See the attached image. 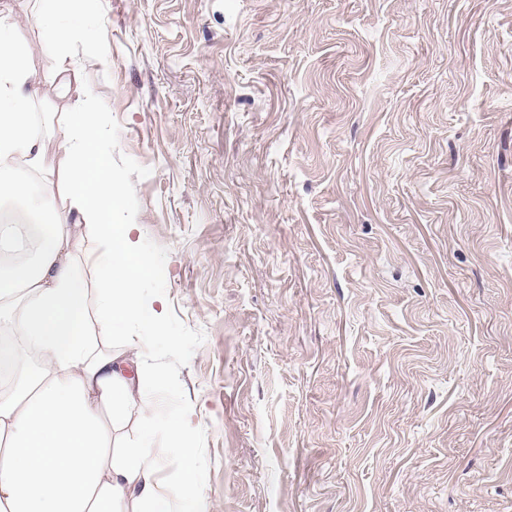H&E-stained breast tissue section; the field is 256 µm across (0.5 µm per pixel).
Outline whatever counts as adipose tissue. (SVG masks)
<instances>
[{
	"label": "adipose tissue",
	"instance_id": "1",
	"mask_svg": "<svg viewBox=\"0 0 512 512\" xmlns=\"http://www.w3.org/2000/svg\"><path fill=\"white\" fill-rule=\"evenodd\" d=\"M32 19L45 48L64 61L97 15L93 0H36ZM32 54L19 20L0 13V334L24 340L25 351L10 359L27 371L21 387L0 391V512H209L186 412L168 410L159 378L124 370L152 342L134 327L159 325L162 315L145 292L158 266L120 218L124 189L100 146L109 134L103 105L79 98L60 66L52 89L74 104L49 156L33 112L44 90ZM58 170L66 213L46 195ZM32 231L36 247L26 257L23 241ZM90 272L97 275L93 306ZM112 334L125 335L131 347L123 359L92 345L93 336ZM134 404L142 431L114 446L112 433ZM159 432L180 463L174 489L156 478Z\"/></svg>",
	"mask_w": 512,
	"mask_h": 512
}]
</instances>
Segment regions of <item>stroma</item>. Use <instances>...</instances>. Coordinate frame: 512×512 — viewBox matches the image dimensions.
Listing matches in <instances>:
<instances>
[{
	"instance_id": "obj_1",
	"label": "stroma",
	"mask_w": 512,
	"mask_h": 512,
	"mask_svg": "<svg viewBox=\"0 0 512 512\" xmlns=\"http://www.w3.org/2000/svg\"><path fill=\"white\" fill-rule=\"evenodd\" d=\"M95 3L209 512H512V0Z\"/></svg>"
}]
</instances>
